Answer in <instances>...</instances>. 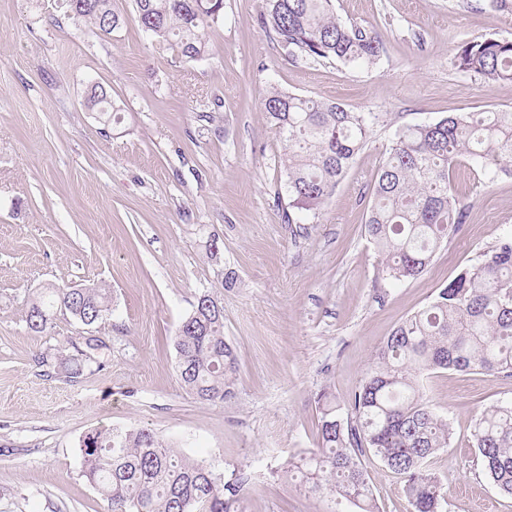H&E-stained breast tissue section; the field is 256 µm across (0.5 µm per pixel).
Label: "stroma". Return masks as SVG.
Masks as SVG:
<instances>
[{
  "label": "stroma",
  "instance_id": "stroma-1",
  "mask_svg": "<svg viewBox=\"0 0 512 512\" xmlns=\"http://www.w3.org/2000/svg\"><path fill=\"white\" fill-rule=\"evenodd\" d=\"M265 7L224 0L223 25L187 62L131 21L103 37L66 0H0V512H111L79 441L137 427L224 475L250 474L233 512H357L281 474L317 445L318 394L349 399L391 332L512 231V175L486 180L464 158L450 189L469 218L420 276L383 279L364 226L399 129L512 107V82L455 65L466 42L512 40V11L335 0L383 46L377 66L351 70L288 57L260 23ZM94 85L119 121L87 108ZM276 88L381 116L333 195L292 224L283 144L263 110ZM51 285L109 289L112 313L89 328L60 314L32 333L29 302ZM204 292L224 307L238 364L221 401L192 396L177 372L173 338ZM90 334L109 341L102 366L70 379L41 364ZM423 385L451 428L432 462L448 483L443 512H512L472 437L484 409L512 399V377L448 370ZM364 468L381 512H410L402 479L373 457Z\"/></svg>",
  "mask_w": 512,
  "mask_h": 512
}]
</instances>
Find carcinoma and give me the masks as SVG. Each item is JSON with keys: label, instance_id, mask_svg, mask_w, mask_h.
I'll use <instances>...</instances> for the list:
<instances>
[{"label": "carcinoma", "instance_id": "1", "mask_svg": "<svg viewBox=\"0 0 512 512\" xmlns=\"http://www.w3.org/2000/svg\"><path fill=\"white\" fill-rule=\"evenodd\" d=\"M96 35L124 23L112 0H67ZM133 19L154 41L185 60L203 56L209 31L224 22V0H134ZM264 27L292 57L333 58L350 69L369 68L381 55L370 29L338 18L334 0H267ZM456 64L487 81H512V41L493 37L461 46ZM88 101L109 120L118 109L94 85ZM264 112L283 141L277 163L289 207L316 211L348 174L378 122L373 112L278 89ZM463 156L489 179L512 173V109L469 112L400 129L380 165L365 230L383 255L381 274L401 282L421 274L441 243L465 223L469 211L449 192ZM90 327L111 312V293L99 287H48L29 303L26 324L42 334L58 313ZM75 354L58 367L70 378L109 349L96 337L71 343ZM182 386L203 401L224 400L237 362L224 339V307L212 295L197 298L174 336ZM436 370L512 376V236L483 262L442 288L426 308L400 323L375 355L363 383L347 401L324 391L318 446L289 459L292 472L315 492L337 494L359 512H379L362 468L370 454L405 483L412 512H442L447 486L431 460L448 447V420L425 398L421 379ZM474 447L498 491L512 497V401L490 406L475 420ZM85 474L112 512H231L246 479L225 480L211 464L189 459L144 427L101 429L79 442Z\"/></svg>", "mask_w": 512, "mask_h": 512}]
</instances>
